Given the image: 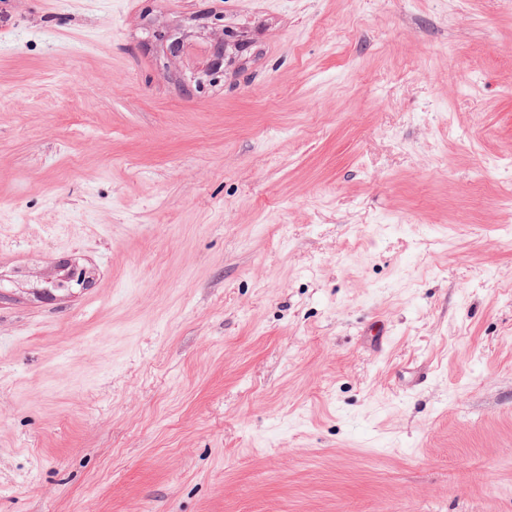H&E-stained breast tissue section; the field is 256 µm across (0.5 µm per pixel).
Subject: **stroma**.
<instances>
[{
	"label": "stroma",
	"mask_w": 512,
	"mask_h": 512,
	"mask_svg": "<svg viewBox=\"0 0 512 512\" xmlns=\"http://www.w3.org/2000/svg\"><path fill=\"white\" fill-rule=\"evenodd\" d=\"M8 276L0 512H512V0H7ZM224 22L235 30L242 29L235 22L224 18L223 13H216L209 14L207 21L200 24L191 40L190 34L183 33L175 43L168 44L173 31L168 25L153 22L145 24V32L153 45L160 47L162 57L166 60L165 67L173 61L193 59L183 72L188 71L185 75L196 84L199 92H203L208 86L223 79L224 60L241 58L244 49L243 38L225 28Z\"/></svg>",
	"instance_id": "35a3bbf8"
}]
</instances>
